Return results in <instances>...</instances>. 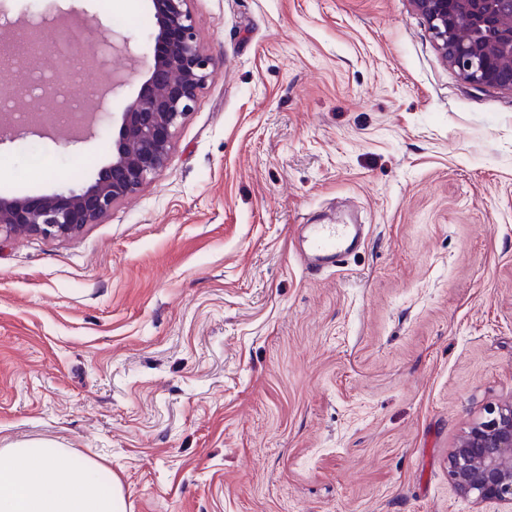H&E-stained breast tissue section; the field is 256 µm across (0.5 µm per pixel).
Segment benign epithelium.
I'll return each instance as SVG.
<instances>
[{
  "instance_id": "obj_1",
  "label": "benign epithelium",
  "mask_w": 512,
  "mask_h": 512,
  "mask_svg": "<svg viewBox=\"0 0 512 512\" xmlns=\"http://www.w3.org/2000/svg\"><path fill=\"white\" fill-rule=\"evenodd\" d=\"M189 0H153L157 30L147 77L112 139V162L94 183L38 199H0V240L27 232L67 238L96 223L166 165L172 140L193 108L213 57L197 42ZM444 60L470 84L512 91V0H413ZM52 125L20 124L0 113V142L46 135ZM456 488L479 504L512 509V401L457 438L448 458Z\"/></svg>"
}]
</instances>
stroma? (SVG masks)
Wrapping results in <instances>:
<instances>
[{"instance_id":"35a3bbf8","label":"stroma","mask_w":512,"mask_h":512,"mask_svg":"<svg viewBox=\"0 0 512 512\" xmlns=\"http://www.w3.org/2000/svg\"><path fill=\"white\" fill-rule=\"evenodd\" d=\"M215 58L165 167L77 235L0 242V448L98 460L128 512H479L458 436L512 400V92L466 82L412 0H189ZM99 53L73 145L0 186L92 184L146 78L152 0H0ZM369 225L306 273L301 224Z\"/></svg>"}]
</instances>
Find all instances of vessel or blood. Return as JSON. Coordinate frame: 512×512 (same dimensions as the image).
Segmentation results:
<instances>
[{
	"label": "vessel or blood",
	"mask_w": 512,
	"mask_h": 512,
	"mask_svg": "<svg viewBox=\"0 0 512 512\" xmlns=\"http://www.w3.org/2000/svg\"><path fill=\"white\" fill-rule=\"evenodd\" d=\"M365 241L359 224H304L294 236L292 248L303 269L314 275L341 267Z\"/></svg>",
	"instance_id": "obj_1"
}]
</instances>
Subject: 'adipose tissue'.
<instances>
[{
  "mask_svg": "<svg viewBox=\"0 0 512 512\" xmlns=\"http://www.w3.org/2000/svg\"><path fill=\"white\" fill-rule=\"evenodd\" d=\"M66 456L49 442L0 448V512H127L115 473L88 460L63 478Z\"/></svg>",
  "mask_w": 512,
  "mask_h": 512,
  "instance_id": "adipose-tissue-1",
  "label": "adipose tissue"
}]
</instances>
